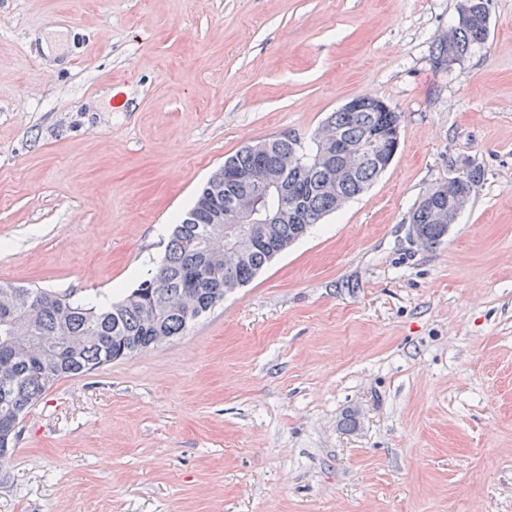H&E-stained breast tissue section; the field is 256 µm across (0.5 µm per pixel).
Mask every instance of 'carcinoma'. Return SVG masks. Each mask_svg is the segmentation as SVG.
<instances>
[{
  "label": "carcinoma",
  "instance_id": "carcinoma-1",
  "mask_svg": "<svg viewBox=\"0 0 512 512\" xmlns=\"http://www.w3.org/2000/svg\"><path fill=\"white\" fill-rule=\"evenodd\" d=\"M482 21L458 27L451 34L462 55L485 42ZM392 113L378 108V100L363 98L358 112L331 113L325 127L349 139L366 137L371 127L387 123ZM320 142L312 139L308 149L288 136L270 140L267 153L258 156L244 147L224 161V173L214 174L201 189L194 206L175 225L158 270L147 284L108 307L87 306L69 293H52L42 288H28L0 283V296L22 295L37 311L30 335L54 344L44 357L25 351L12 330L16 315L0 307V438L7 427L22 418L56 382L89 373L98 367L124 358L156 344V337L173 339L184 335L197 316H185L168 310V305L192 297L202 310L209 312L224 301V293L250 283L275 257L262 248H254L234 264L224 262V253L206 247L214 235L211 208L214 203L230 202L232 190L225 174L261 164L281 167L296 160L302 175L293 180L299 200V223L273 222L265 225V235L278 242L284 251L301 237L303 228H311L326 215L339 210L349 199L361 194L379 176L376 166H358L354 177L330 188L326 173L318 162ZM420 245L433 247L448 235L450 225L435 224L431 211L417 204L411 216Z\"/></svg>",
  "mask_w": 512,
  "mask_h": 512
}]
</instances>
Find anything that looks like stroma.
<instances>
[{
	"mask_svg": "<svg viewBox=\"0 0 512 512\" xmlns=\"http://www.w3.org/2000/svg\"><path fill=\"white\" fill-rule=\"evenodd\" d=\"M459 2L0 0V282L120 299L242 147L360 96L401 116L369 189L184 336L51 387L0 512H512V0L446 68ZM453 180L455 183L452 181V178L449 177L448 181L441 183V186L436 184L438 187H441L436 192L439 196L437 200L442 202L443 206L448 203L449 199L453 200L454 195L459 192V188L456 185H461L464 187V190L459 192L458 196L455 198V203L448 206V208H432V216L435 224L431 218V211L427 207L422 206V199L429 193L430 189L425 193L412 212L411 224H415L419 243L424 247H434L448 235L449 224H455L460 211L465 207L474 190L475 185L467 179L466 170L464 169L455 172Z\"/></svg>",
	"mask_w": 512,
	"mask_h": 512,
	"instance_id": "obj_1",
	"label": "stroma"
}]
</instances>
